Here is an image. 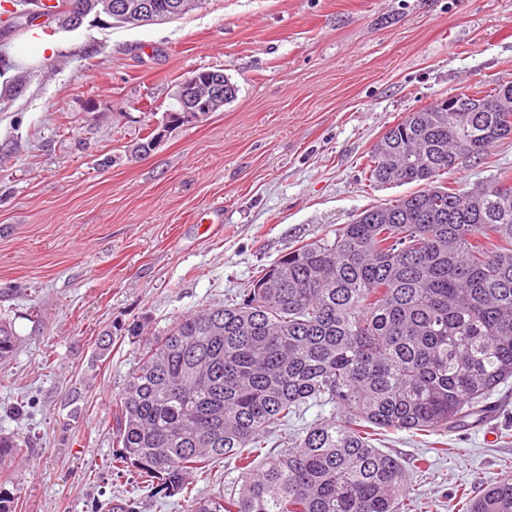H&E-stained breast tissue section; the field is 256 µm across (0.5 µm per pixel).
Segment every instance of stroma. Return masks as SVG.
<instances>
[{"instance_id":"1","label":"stroma","mask_w":512,"mask_h":512,"mask_svg":"<svg viewBox=\"0 0 512 512\" xmlns=\"http://www.w3.org/2000/svg\"><path fill=\"white\" fill-rule=\"evenodd\" d=\"M56 33L48 62L15 61L0 91V465L15 512H105L126 486L108 469L113 404L147 340L221 305L259 267L333 236L362 210L414 192L369 185L364 159L407 113L512 82V0H206L167 22ZM223 70L233 102L170 130L139 160L177 83ZM159 111H150V104ZM512 175V139L455 173L463 188ZM488 425L429 438L388 433L431 470L409 488L426 512L511 474L512 381Z\"/></svg>"}]
</instances>
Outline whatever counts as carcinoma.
Instances as JSON below:
<instances>
[{"instance_id":"carcinoma-1","label":"carcinoma","mask_w":512,"mask_h":512,"mask_svg":"<svg viewBox=\"0 0 512 512\" xmlns=\"http://www.w3.org/2000/svg\"><path fill=\"white\" fill-rule=\"evenodd\" d=\"M111 0H57L110 16ZM180 17L204 0H150ZM496 112H435L391 125L368 152L375 187L421 189L365 209L335 237L260 268L238 298L178 319L145 344L113 399L119 450L109 468L189 512H421L407 474L426 472L378 448L389 431L442 435L481 423L512 378V178L462 190L443 182L512 137V83L469 90ZM16 346L0 321V360ZM311 405L329 417L267 446ZM0 436V463L22 455ZM234 462L206 498L193 480ZM462 512H512V475L463 493Z\"/></svg>"}]
</instances>
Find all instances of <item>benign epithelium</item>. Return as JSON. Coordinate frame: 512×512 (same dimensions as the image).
I'll return each instance as SVG.
<instances>
[{
	"label": "benign epithelium",
	"instance_id": "1",
	"mask_svg": "<svg viewBox=\"0 0 512 512\" xmlns=\"http://www.w3.org/2000/svg\"><path fill=\"white\" fill-rule=\"evenodd\" d=\"M147 6L145 0H113L112 16L119 21L141 19L152 14ZM224 78L226 75L222 72L207 71L194 74L179 84L174 92L179 107L166 111L162 121L153 126L150 144H155L170 129L197 124L216 109L224 107L227 104L224 100Z\"/></svg>",
	"mask_w": 512,
	"mask_h": 512
}]
</instances>
